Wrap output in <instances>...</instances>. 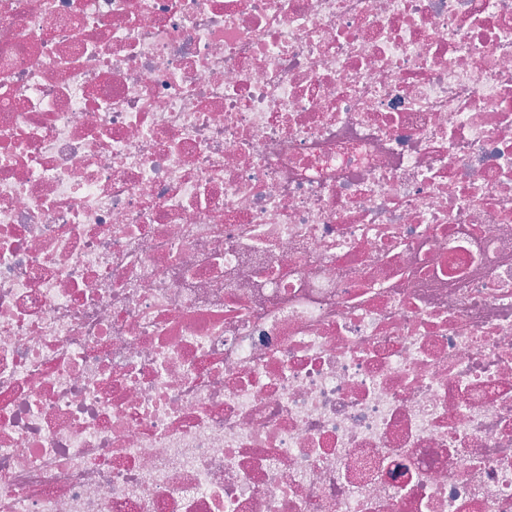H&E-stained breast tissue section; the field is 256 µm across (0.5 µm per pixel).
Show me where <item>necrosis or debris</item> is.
I'll list each match as a JSON object with an SVG mask.
<instances>
[{
    "label": "necrosis or debris",
    "mask_w": 512,
    "mask_h": 512,
    "mask_svg": "<svg viewBox=\"0 0 512 512\" xmlns=\"http://www.w3.org/2000/svg\"><path fill=\"white\" fill-rule=\"evenodd\" d=\"M0 512H512V0H0Z\"/></svg>",
    "instance_id": "1"
}]
</instances>
